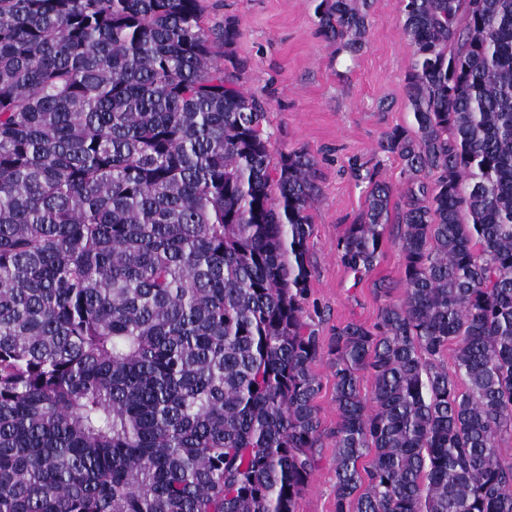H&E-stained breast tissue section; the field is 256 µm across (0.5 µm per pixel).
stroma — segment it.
Wrapping results in <instances>:
<instances>
[{"mask_svg": "<svg viewBox=\"0 0 512 512\" xmlns=\"http://www.w3.org/2000/svg\"><path fill=\"white\" fill-rule=\"evenodd\" d=\"M318 2L203 0L209 25L230 22L239 31L231 52L245 65L244 89L268 111L273 153L304 150L315 160L319 196L311 210L308 314L326 339L349 321L374 324L386 302L403 296L397 245L387 243L374 269L358 281L339 261L336 241L365 207L369 174L392 184L395 199L407 191L399 159L380 152L378 143L386 131L412 122L405 91L412 48L400 23L401 0H375L366 41L354 53L320 34ZM381 282L390 284L389 295L377 294ZM313 371L321 382L316 404L323 437L298 512H335L332 433L338 413L328 357Z\"/></svg>", "mask_w": 512, "mask_h": 512, "instance_id": "obj_1", "label": "stroma"}]
</instances>
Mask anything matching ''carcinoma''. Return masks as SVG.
I'll list each match as a JSON object with an SVG mask.
<instances>
[{
	"mask_svg": "<svg viewBox=\"0 0 512 512\" xmlns=\"http://www.w3.org/2000/svg\"><path fill=\"white\" fill-rule=\"evenodd\" d=\"M403 299L304 321L317 187L202 0H0V512H512V0H401ZM373 0H319L361 46ZM392 186L338 239L370 271ZM454 346L456 373L439 361ZM373 387L360 391L363 373ZM371 456L369 466L360 461ZM313 371L321 382V391L316 398L319 409L323 437L316 448L317 468L313 472L308 490L298 503L297 512H335L334 485V438L338 413L334 402V377L327 355L313 366Z\"/></svg>",
	"mask_w": 512,
	"mask_h": 512,
	"instance_id": "obj_1",
	"label": "carcinoma"
}]
</instances>
